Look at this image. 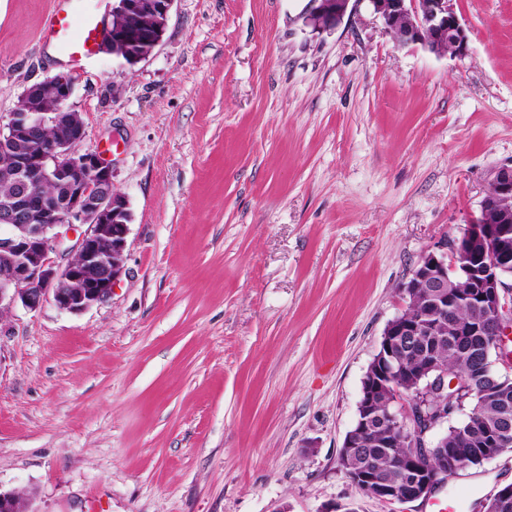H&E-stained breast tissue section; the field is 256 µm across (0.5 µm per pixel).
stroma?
<instances>
[{
    "label": "stroma",
    "instance_id": "35a3bbf8",
    "mask_svg": "<svg viewBox=\"0 0 512 512\" xmlns=\"http://www.w3.org/2000/svg\"><path fill=\"white\" fill-rule=\"evenodd\" d=\"M50 2L0 0L1 116L67 69ZM306 3L175 0L145 60L72 72L132 220L105 302L0 316V490L34 512H428L358 493L339 451L402 285L512 165V0H456L461 59ZM510 483L507 452L436 498Z\"/></svg>",
    "mask_w": 512,
    "mask_h": 512
}]
</instances>
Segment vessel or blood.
<instances>
[{
	"label": "vessel or blood",
	"mask_w": 512,
	"mask_h": 512,
	"mask_svg": "<svg viewBox=\"0 0 512 512\" xmlns=\"http://www.w3.org/2000/svg\"><path fill=\"white\" fill-rule=\"evenodd\" d=\"M40 38L64 55L70 65L80 68L96 55L103 24L96 12L81 9L78 0H53Z\"/></svg>",
	"instance_id": "vessel-or-blood-1"
}]
</instances>
